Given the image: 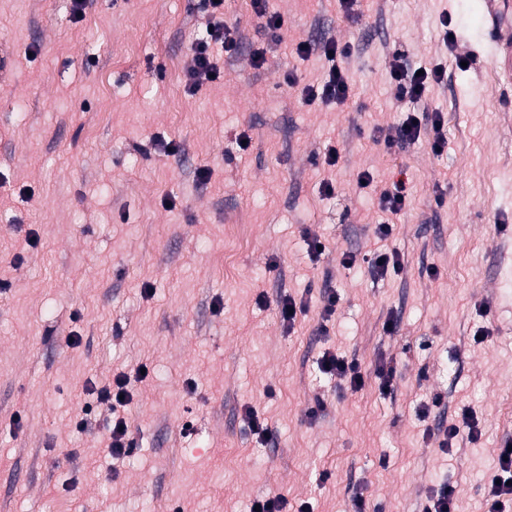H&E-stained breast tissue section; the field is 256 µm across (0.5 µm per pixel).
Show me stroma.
<instances>
[{"instance_id":"stroma-1","label":"stroma","mask_w":512,"mask_h":512,"mask_svg":"<svg viewBox=\"0 0 512 512\" xmlns=\"http://www.w3.org/2000/svg\"><path fill=\"white\" fill-rule=\"evenodd\" d=\"M484 2L357 0L349 18L336 0H269L285 19L274 37L250 0H224L239 53L192 94L206 0H87L77 20L68 0H0V512H249L270 493L353 512L358 491L382 512H420L441 482L456 512H483L512 438V84L491 64ZM324 37L352 46L336 64L353 93L308 106L303 88L334 64ZM397 51L409 69L446 70L420 102L395 96ZM432 111L441 155L374 142L375 127ZM399 179L408 205L388 219L378 198ZM385 249L404 269L378 278L368 259ZM348 251L358 265L340 264ZM329 288L340 301L326 318ZM287 295L308 304L290 328ZM327 350L359 362L361 390L319 372ZM381 358L397 368L386 395ZM141 364L124 412L136 448L115 459L110 414L83 386ZM465 408L480 435L444 453L437 429Z\"/></svg>"}]
</instances>
